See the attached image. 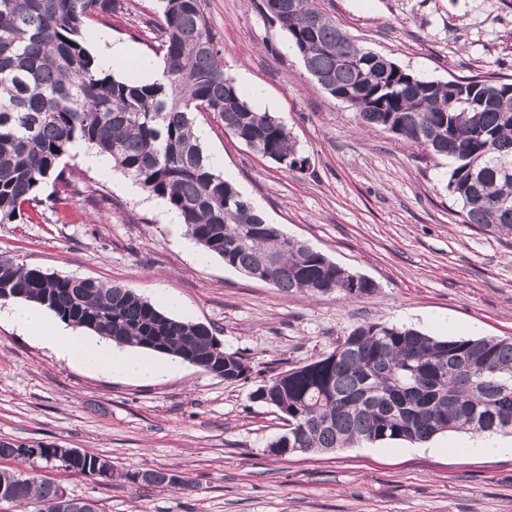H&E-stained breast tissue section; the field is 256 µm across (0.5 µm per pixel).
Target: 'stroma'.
<instances>
[{
    "label": "stroma",
    "instance_id": "1",
    "mask_svg": "<svg viewBox=\"0 0 512 512\" xmlns=\"http://www.w3.org/2000/svg\"><path fill=\"white\" fill-rule=\"evenodd\" d=\"M357 44L422 76L445 81L512 75V0H316ZM157 0L89 17L87 31L153 52ZM227 70L276 102L309 160L303 172L262 157L217 116L198 115L207 153L270 222L305 241L376 290L357 300L284 293L188 250L186 228L167 208L123 190L115 168L65 158L64 181L47 180L43 205L0 224V255L59 275L134 289L172 317L216 326L225 350L246 356L249 379L227 382L187 362L160 381L100 375L59 360L0 321V438L48 442L108 457L112 480L41 461L0 459V470L33 473L103 512H512V454L459 458L469 437L433 438V452L405 441L356 444L335 453L273 456L286 430L252 392L270 370L330 351L364 322L405 325L448 337L512 336V241L463 224L446 190L451 162L423 159L380 128L358 127L354 111L306 72L258 0H202ZM179 470L189 490L128 480L132 471Z\"/></svg>",
    "mask_w": 512,
    "mask_h": 512
}]
</instances>
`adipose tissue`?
<instances>
[{
  "instance_id": "obj_1",
  "label": "adipose tissue",
  "mask_w": 512,
  "mask_h": 512,
  "mask_svg": "<svg viewBox=\"0 0 512 512\" xmlns=\"http://www.w3.org/2000/svg\"><path fill=\"white\" fill-rule=\"evenodd\" d=\"M91 41L103 68L121 70L144 83L159 79L162 70L160 62L135 45L102 34L93 35ZM1 318L8 320L24 335L48 346L59 359L92 373L150 383L178 369L175 359L136 352L114 345L104 338L55 324L47 309L35 304L8 303L0 308Z\"/></svg>"
}]
</instances>
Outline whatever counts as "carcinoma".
Wrapping results in <instances>:
<instances>
[{
    "instance_id": "1",
    "label": "carcinoma",
    "mask_w": 512,
    "mask_h": 512,
    "mask_svg": "<svg viewBox=\"0 0 512 512\" xmlns=\"http://www.w3.org/2000/svg\"><path fill=\"white\" fill-rule=\"evenodd\" d=\"M122 0H0V224L23 218V206L83 142L110 157L151 196L179 212L188 236L224 265L286 292L336 294L346 300L374 292L311 245L269 222L217 172L194 134L196 115L211 112L224 131L291 170L303 156L287 125L258 112L226 72L201 0H159L157 55L162 74L136 85L99 67L85 45V19L110 15ZM261 13L280 24L305 69L333 98L355 110L360 124L381 127L425 156L450 158L447 190L463 223L512 238V79L431 80L356 44L315 0H261ZM36 303L62 321L123 346L175 355L238 382L250 361L224 352L203 323L174 318L131 288L50 274L0 257V301ZM274 408L288 431L271 448L300 454L335 452L360 442H426L448 433L512 434V337L438 339L394 324L365 322L333 350L269 376L252 393ZM21 444L0 440V459L57 461L53 443L21 458ZM106 458L84 452L61 466L96 475ZM148 487L187 489L167 469L125 474ZM12 504L52 512L59 486L0 471ZM67 512H100L97 501L67 497Z\"/></svg>"
}]
</instances>
